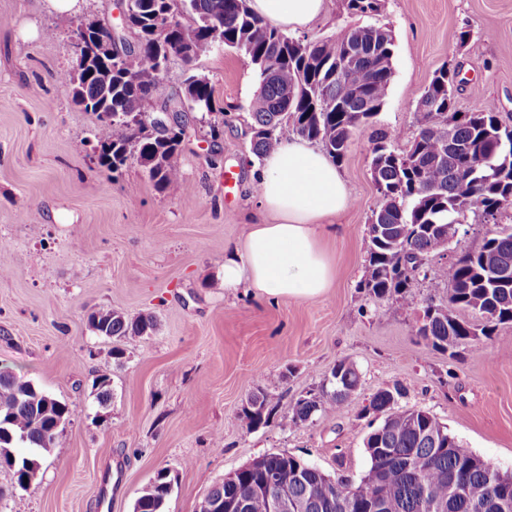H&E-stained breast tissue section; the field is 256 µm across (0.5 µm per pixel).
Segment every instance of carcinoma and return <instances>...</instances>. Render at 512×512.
Segmentation results:
<instances>
[{
	"label": "carcinoma",
	"instance_id": "obj_1",
	"mask_svg": "<svg viewBox=\"0 0 512 512\" xmlns=\"http://www.w3.org/2000/svg\"><path fill=\"white\" fill-rule=\"evenodd\" d=\"M194 19L176 18L177 0H132L134 41L121 38L112 54L92 57L55 75L63 92L95 116L92 130L97 162L118 178L135 159L159 189L176 185L182 172L175 160L192 112H215L207 78L192 74L182 98L164 105L177 126L167 130L129 113L146 111L159 91V58L171 48L194 66L214 44L242 52L254 67L259 87L251 102L252 152L260 158L278 148L284 132L321 143L336 162L343 160L354 131L382 107L393 75L394 36L383 25H353L339 36L294 37L257 16L249 0H182ZM386 0H343L347 14L378 15ZM354 65L338 70L345 50ZM457 75L443 69L419 95L417 133L406 151H395L387 134L370 142L371 169L379 208L369 220L368 259L360 287L409 310L417 305L416 277L427 276L426 261L436 253L438 230L459 224L468 211L495 221L512 206V128L503 125L490 103L481 112L454 109ZM450 284L444 303H428L413 324L416 336L453 356L457 350L512 322V225L484 238L479 249L438 267ZM470 312L481 322L463 317ZM99 336L135 342L157 329L152 315L130 318L101 306L88 317ZM361 384L357 365L339 361L317 389L297 398L289 423L314 416L335 418ZM99 403L112 399L111 377L93 381ZM399 386L378 390L366 411L381 422L364 440L368 466L359 481L330 477L318 466L281 452L265 454L252 470L227 474L206 498L224 499L233 512H270L268 495L288 490L301 512H512V473L477 455L429 411L399 403ZM271 395L249 396L238 420L248 430L267 423ZM75 409L8 369L0 370V469L12 473L14 486L27 490L40 468L39 454L55 447ZM28 449L19 454L16 446ZM462 493L448 496V483ZM380 487L376 504L366 491ZM173 489L168 471L159 470L143 488L133 512H164Z\"/></svg>",
	"mask_w": 512,
	"mask_h": 512
}]
</instances>
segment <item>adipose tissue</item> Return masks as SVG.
Here are the masks:
<instances>
[{"label": "adipose tissue", "mask_w": 512, "mask_h": 512, "mask_svg": "<svg viewBox=\"0 0 512 512\" xmlns=\"http://www.w3.org/2000/svg\"><path fill=\"white\" fill-rule=\"evenodd\" d=\"M324 0H251L265 21L289 30L307 27ZM263 219L250 224L242 244L225 259L224 287L248 288L261 298L315 301L332 288L333 257L323 238L329 222L348 206L350 194L336 167L318 150L289 141L257 167ZM275 223H267L266 215Z\"/></svg>", "instance_id": "adipose-tissue-1"}]
</instances>
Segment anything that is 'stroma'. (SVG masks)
<instances>
[{
	"mask_svg": "<svg viewBox=\"0 0 512 512\" xmlns=\"http://www.w3.org/2000/svg\"><path fill=\"white\" fill-rule=\"evenodd\" d=\"M326 4L304 36L388 26L393 77L382 109L337 165L351 201L326 237L333 288L316 301H263L225 290L221 279L228 248L260 212L250 133L258 79L249 61L224 46L199 57L194 69L210 81L216 111L191 113L175 157L183 179L160 190L136 161L117 178L98 165L94 116L53 80L75 60L77 26L113 15V0H77L68 12L52 0H0V249L12 267L0 276V367L76 410L28 490L0 470V512H132L161 469L175 479L166 512H198L225 475L270 452L355 481L368 465L364 439L380 422L364 408L394 385L404 404L512 472V323L452 358L414 335L412 312L359 286L366 226L380 205L372 135L385 132L405 150L417 98L443 68L463 79L459 111L492 103L512 125V0H387L372 18L348 15L341 0ZM231 169L237 181L228 190ZM490 231L467 214L448 255L431 256L428 269L477 250ZM99 306L153 314L158 328L114 358L113 341L87 321ZM345 358L362 373L348 412L289 424L294 400ZM104 370L112 399L102 405L93 380ZM259 391L276 407L249 432L237 415Z\"/></svg>",
	"mask_w": 512,
	"mask_h": 512,
	"instance_id": "stroma-1",
	"label": "stroma"
}]
</instances>
